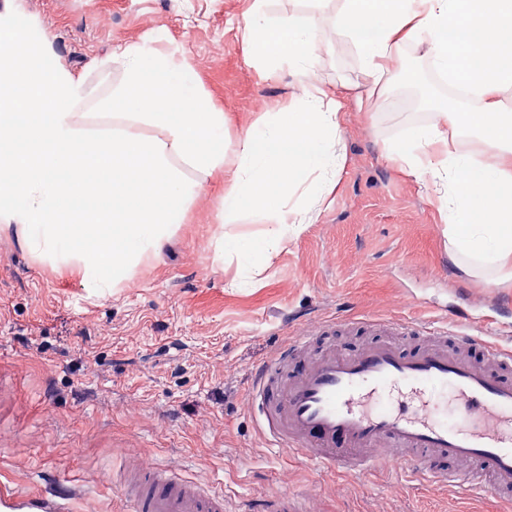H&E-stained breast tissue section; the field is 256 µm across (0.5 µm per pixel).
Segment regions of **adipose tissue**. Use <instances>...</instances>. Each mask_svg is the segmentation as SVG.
<instances>
[{"mask_svg": "<svg viewBox=\"0 0 512 512\" xmlns=\"http://www.w3.org/2000/svg\"><path fill=\"white\" fill-rule=\"evenodd\" d=\"M240 31L265 69L285 65L307 79L318 60L321 36L307 13L276 14L267 0H253ZM330 33L357 51L368 85L358 109L394 81L408 44L476 91L479 109L446 103L386 156L436 186L460 254L512 278V112L501 102L512 88V0H342ZM51 54L45 30L0 16V231L13 232L39 262L77 272L96 295L127 287L162 251L215 172L225 178L219 220L247 206L269 215L273 228L258 248L217 233L212 260L254 269L316 221L336 186L344 104L322 85L307 79L301 96L228 151L226 118L186 61L145 42L126 45L98 60L104 71L120 69L123 82L95 102ZM94 109L111 113V123L92 125ZM448 124L474 132L482 151L449 149L441 132ZM141 126L152 136L138 134Z\"/></svg>", "mask_w": 512, "mask_h": 512, "instance_id": "adipose-tissue-1", "label": "adipose tissue"}]
</instances>
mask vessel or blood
<instances>
[{"label": "vessel or blood", "mask_w": 512, "mask_h": 512, "mask_svg": "<svg viewBox=\"0 0 512 512\" xmlns=\"http://www.w3.org/2000/svg\"><path fill=\"white\" fill-rule=\"evenodd\" d=\"M344 324L379 338L311 359L310 345L336 331L335 323L313 322L253 369L256 421L273 447L357 475L393 468L431 489L463 482L495 497L512 490L511 348L477 342L463 321L352 317ZM440 385L464 416L457 426L432 415ZM448 458L457 469L440 468ZM120 489L134 512H252L147 465L133 467ZM19 503L28 512H65L54 492L0 498V512Z\"/></svg>", "instance_id": "obj_1"}]
</instances>
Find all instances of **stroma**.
<instances>
[{"mask_svg": "<svg viewBox=\"0 0 512 512\" xmlns=\"http://www.w3.org/2000/svg\"><path fill=\"white\" fill-rule=\"evenodd\" d=\"M252 0H0L37 22L52 61L93 96L122 80L96 58L134 42L182 54L226 113V141L281 111L301 79L259 70L239 33ZM314 78L360 92L353 48L325 42ZM387 91L347 104L345 162L315 223L302 225L258 275L214 264L224 176L190 204L185 224L134 284L92 294L0 234V490L64 486L67 512H128L130 459L255 507L288 492L317 512H506L465 488L432 490L396 470L355 477L269 448L248 407L250 370L311 320L351 315L438 323L458 309L512 342V279L489 281L456 253L430 185L395 169L384 147L432 123Z\"/></svg>", "mask_w": 512, "mask_h": 512, "instance_id": "35a3bbf8", "label": "stroma"}]
</instances>
